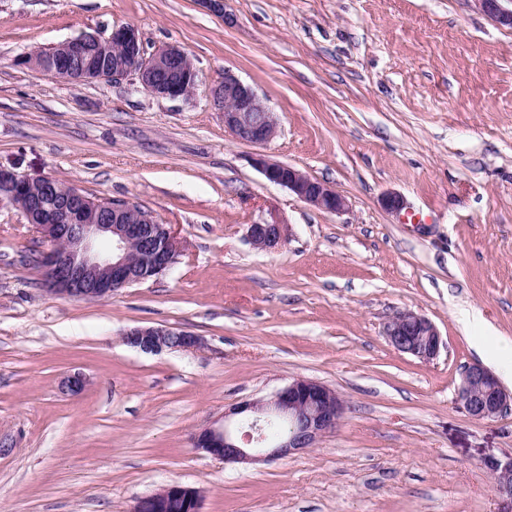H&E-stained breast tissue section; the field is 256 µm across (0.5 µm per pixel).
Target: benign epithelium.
<instances>
[{
	"mask_svg": "<svg viewBox=\"0 0 512 512\" xmlns=\"http://www.w3.org/2000/svg\"><path fill=\"white\" fill-rule=\"evenodd\" d=\"M496 24L512 29V0H473ZM21 63L74 84L118 82L128 77L137 88L162 99H187L198 83V68L181 45L172 43L147 52L139 30L130 24L112 28L103 39L85 34L54 45L53 55L41 60L24 56ZM224 129L241 143L262 146L277 133L276 113L254 88L231 71L211 90ZM253 165L273 184L288 189L306 204L342 214L347 200L328 183L294 166L272 161L264 154ZM57 180L43 175L0 169V205L22 212L50 244L39 260L42 288L78 301H101L112 294L166 273L180 256L183 242L167 224H158L134 205L93 199L73 186L58 196ZM286 222L272 215L247 225L246 237L261 249H274L287 239ZM396 350L423 361L436 358L443 347L441 335L428 318L401 312L384 330ZM124 342L146 354L190 351L203 347L201 337L166 326H136L123 332ZM463 410L475 419L498 417L512 406L507 391L487 368H466L458 389ZM345 410L337 391L309 379H295L268 399L239 403L224 412L193 439V448L226 462H266L315 447L336 428ZM483 465L494 480L500 512H512V456L489 458ZM179 503L183 512H201L199 492L173 482L136 501L132 512H168Z\"/></svg>",
	"mask_w": 512,
	"mask_h": 512,
	"instance_id": "obj_1",
	"label": "benign epithelium"
}]
</instances>
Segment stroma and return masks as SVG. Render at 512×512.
Wrapping results in <instances>:
<instances>
[{
    "label": "stroma",
    "mask_w": 512,
    "mask_h": 512,
    "mask_svg": "<svg viewBox=\"0 0 512 512\" xmlns=\"http://www.w3.org/2000/svg\"><path fill=\"white\" fill-rule=\"evenodd\" d=\"M138 27L146 51L194 57L190 100L132 80L75 85L22 56L80 34ZM232 71L279 116L276 137L234 141L209 89ZM262 153L343 194L317 210L253 166ZM0 168L128 201L187 253L102 301L36 285L46 247L0 205V512H131L173 482L201 512H499L484 459L512 454V409L471 418L457 401L477 363L512 340V30L473 0H0ZM388 192L401 213L380 203ZM278 213L281 247L246 239ZM410 310L444 346L394 349ZM202 337L144 354L134 326ZM82 373L83 392L61 389ZM296 378L347 409L315 448L227 463L190 436ZM388 342L396 350L423 361L436 358L443 347L441 335L431 320L414 312H401L384 330Z\"/></svg>",
    "instance_id": "1"
}]
</instances>
